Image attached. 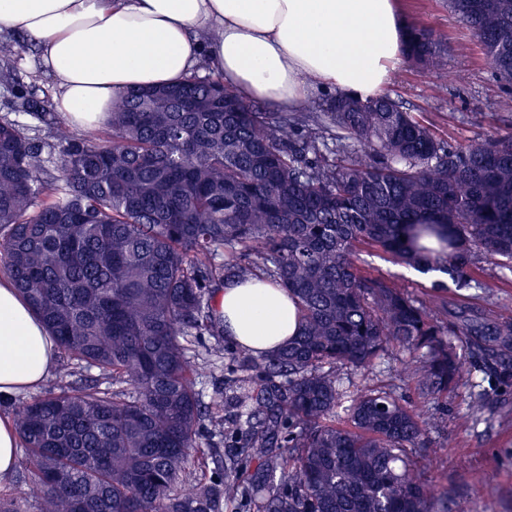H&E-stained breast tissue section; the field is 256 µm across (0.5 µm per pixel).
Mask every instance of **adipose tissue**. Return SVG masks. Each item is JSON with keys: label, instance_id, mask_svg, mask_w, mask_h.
Masks as SVG:
<instances>
[{"label": "adipose tissue", "instance_id": "adipose-tissue-1", "mask_svg": "<svg viewBox=\"0 0 512 512\" xmlns=\"http://www.w3.org/2000/svg\"><path fill=\"white\" fill-rule=\"evenodd\" d=\"M404 27L396 0H0V34L38 43L54 109L79 128L102 127L126 90L181 82L206 60L247 99L372 98L392 79ZM213 304L230 338L255 355L296 330L293 303L263 282L227 285ZM57 360L42 321L0 276V396L36 391Z\"/></svg>", "mask_w": 512, "mask_h": 512}]
</instances>
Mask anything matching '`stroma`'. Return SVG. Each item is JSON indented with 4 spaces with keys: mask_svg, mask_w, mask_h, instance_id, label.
I'll return each mask as SVG.
<instances>
[{
    "mask_svg": "<svg viewBox=\"0 0 512 512\" xmlns=\"http://www.w3.org/2000/svg\"><path fill=\"white\" fill-rule=\"evenodd\" d=\"M404 21L434 29L448 45L445 66L438 71L399 63L386 91L397 102L432 123L449 144L512 132V91L493 76L478 39L451 13L448 0H397ZM464 73L459 83L455 74ZM365 268L428 300L435 284H443L448 307L442 316L452 330L469 323L486 326L512 321V261L476 255L474 280L458 287L447 275L421 274L376 250L363 254ZM191 348L200 363L198 390L210 397L224 380L226 364H248L249 352L229 341L195 336ZM462 378L447 400L421 397L404 372L400 354L380 360L369 379L342 370L345 387L369 383L385 387L424 416L438 417L428 431L429 476L433 494L447 492L448 512H512V370L491 372L464 355ZM485 392L495 412L472 413L470 405Z\"/></svg>",
    "mask_w": 512,
    "mask_h": 512,
    "instance_id": "stroma-1",
    "label": "stroma"
}]
</instances>
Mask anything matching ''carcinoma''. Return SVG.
<instances>
[{
    "label": "carcinoma",
    "mask_w": 512,
    "mask_h": 512,
    "mask_svg": "<svg viewBox=\"0 0 512 512\" xmlns=\"http://www.w3.org/2000/svg\"><path fill=\"white\" fill-rule=\"evenodd\" d=\"M512 86V0H448ZM24 45L0 38V87L47 139L0 120V265L63 355L60 380L30 401L0 402L25 448L24 500L36 512H448L427 476L423 420L392 391L350 394L394 349L430 399H446L458 347L495 365L512 322L472 324L460 344L426 306L362 267L366 248L458 285L472 257L512 260V132L459 147L388 96L312 98L288 112L193 74L112 103L108 135L78 136L20 76ZM411 64L439 70L447 43L410 25ZM336 141V149L326 140ZM266 279L288 293L298 330L227 378L248 429L212 449L189 336H222L213 294ZM191 482L186 493L178 484Z\"/></svg>",
    "instance_id": "1"
}]
</instances>
